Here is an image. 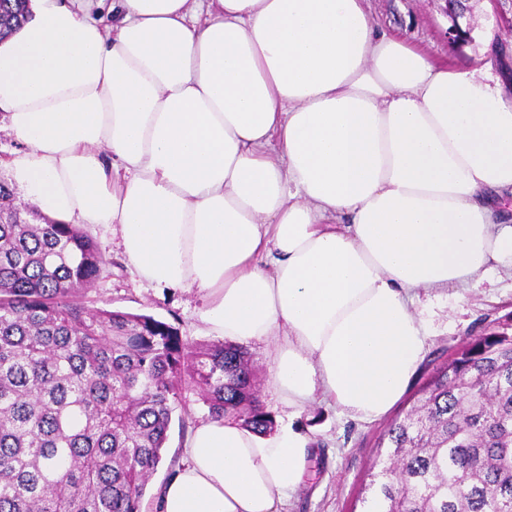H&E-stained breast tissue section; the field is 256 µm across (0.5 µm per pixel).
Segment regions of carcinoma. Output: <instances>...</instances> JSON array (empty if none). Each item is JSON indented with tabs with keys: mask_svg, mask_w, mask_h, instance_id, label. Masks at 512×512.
Returning a JSON list of instances; mask_svg holds the SVG:
<instances>
[{
	"mask_svg": "<svg viewBox=\"0 0 512 512\" xmlns=\"http://www.w3.org/2000/svg\"><path fill=\"white\" fill-rule=\"evenodd\" d=\"M27 13L0 0V27ZM107 264L34 206L0 221V512H142L188 387L212 419L274 426L243 347L88 306ZM387 439L366 512H512V335L479 336L438 368Z\"/></svg>",
	"mask_w": 512,
	"mask_h": 512,
	"instance_id": "cac0c4a2",
	"label": "carcinoma"
}]
</instances>
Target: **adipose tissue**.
Masks as SVG:
<instances>
[{"instance_id":"ef3b65f1","label":"adipose tissue","mask_w":512,"mask_h":512,"mask_svg":"<svg viewBox=\"0 0 512 512\" xmlns=\"http://www.w3.org/2000/svg\"><path fill=\"white\" fill-rule=\"evenodd\" d=\"M0 115L27 198L116 225L210 333L270 343L292 418L387 415L427 352L421 291L512 266V87L378 33L364 0H30ZM309 443L202 422L157 512H282Z\"/></svg>"}]
</instances>
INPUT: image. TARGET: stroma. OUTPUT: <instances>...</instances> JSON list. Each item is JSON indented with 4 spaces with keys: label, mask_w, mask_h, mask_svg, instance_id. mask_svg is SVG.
<instances>
[{
    "label": "stroma",
    "mask_w": 512,
    "mask_h": 512,
    "mask_svg": "<svg viewBox=\"0 0 512 512\" xmlns=\"http://www.w3.org/2000/svg\"><path fill=\"white\" fill-rule=\"evenodd\" d=\"M378 32L400 36L415 48L433 53L450 66L466 69L488 60L487 43L498 38L511 41L512 33L494 28L492 7H476L470 16L472 42L460 47L448 44L450 22L443 0H367ZM83 230L112 262L96 280L88 298L92 306H108L134 314H145L172 323L182 336L199 343L212 342L202 320L204 305L196 291L160 288L140 278L128 263L117 230L108 224H87ZM429 331L428 350L408 392L379 420L359 422L343 418L333 405L313 404L292 419L272 385L270 345L248 343L256 366L261 399L276 426L294 423L311 440L307 473L284 506V512H365V486L371 467L381 452L382 437L390 425L408 410L415 392L441 366L447 365L461 346L492 330L512 333V268H498L483 287L458 296L451 291L422 293L416 307ZM192 411L188 423L173 421L165 462L149 481L143 512H156L159 490L175 473L185 457L189 431L207 420L208 411L196 391L184 392Z\"/></svg>",
    "instance_id": "stroma-1"
}]
</instances>
